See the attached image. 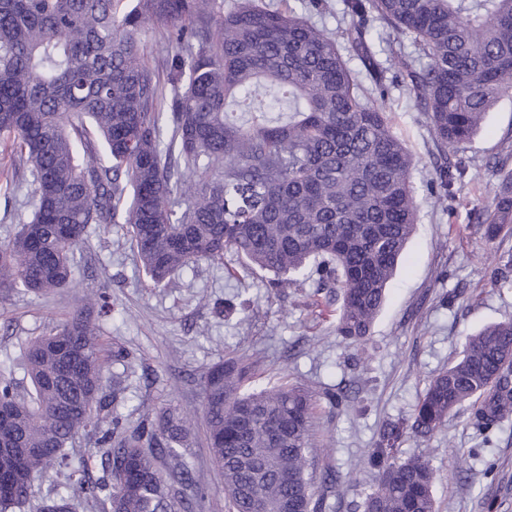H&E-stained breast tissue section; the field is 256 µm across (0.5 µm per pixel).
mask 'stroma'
Returning <instances> with one entry per match:
<instances>
[{
    "mask_svg": "<svg viewBox=\"0 0 512 512\" xmlns=\"http://www.w3.org/2000/svg\"><path fill=\"white\" fill-rule=\"evenodd\" d=\"M386 106L416 159L418 221L364 343L350 346L337 336L335 297L315 296L308 282L270 288L267 273L231 252L153 286L127 225L112 224L76 253L71 287L48 295L0 287V362L27 338L106 297L112 313L100 323L102 340L126 352L108 364L113 407L132 423L147 408L192 416L183 454L209 490L203 512H228L202 425L201 378L211 367L229 356L257 359L250 383L256 390L283 382L316 392L350 386L354 406L320 404L307 471L328 512H357L375 483L368 455L383 426L412 413L431 378L458 358L466 336L512 319V276L499 272L500 258L512 255V235L487 240L477 217L512 174V94L497 101L472 143L445 154L468 167L445 205L426 192L442 154L424 112L397 86ZM469 413L461 407L429 441L406 437L402 454L429 459L438 512H512V420L485 441L468 425ZM327 470L339 477L335 488L319 481Z\"/></svg>",
    "mask_w": 512,
    "mask_h": 512,
    "instance_id": "1",
    "label": "stroma"
}]
</instances>
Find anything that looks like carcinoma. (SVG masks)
<instances>
[{
	"label": "carcinoma",
	"mask_w": 512,
	"mask_h": 512,
	"mask_svg": "<svg viewBox=\"0 0 512 512\" xmlns=\"http://www.w3.org/2000/svg\"><path fill=\"white\" fill-rule=\"evenodd\" d=\"M341 11L351 23L334 34L255 0H0V137L33 185L30 214L0 242V285L67 288L91 225L126 224L155 286L231 251L277 277L275 288L303 278L317 293L340 289L336 334L364 341L418 217L415 158L383 105L387 73L409 85L441 151L470 143L512 92V0H341ZM375 19L388 68L376 59ZM149 21L176 45L164 84L140 39ZM403 37L417 56L402 53ZM466 174L441 166L428 190L445 202ZM482 218L490 240L512 231V177ZM111 357L125 354L108 352L79 311L21 346L30 398L0 367V477L11 479L0 512H195L206 500L179 452L189 419L166 409L132 426L112 413ZM248 370L231 358L201 379L232 512L256 501L264 512H321L306 475L320 396L290 384L244 391ZM466 403L467 424L484 435L512 418V320L468 336L408 424L383 430L362 512H435L429 460L398 448L405 429L426 440ZM82 432L102 448L96 480L68 452ZM48 470L65 486L39 495L35 474Z\"/></svg>",
	"instance_id": "1"
}]
</instances>
